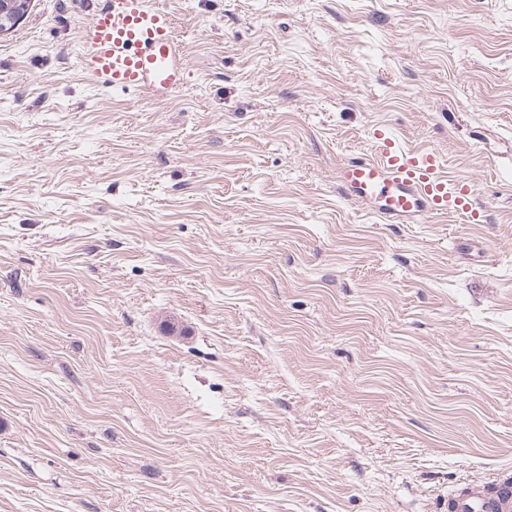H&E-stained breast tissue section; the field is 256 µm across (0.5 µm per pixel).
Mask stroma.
<instances>
[{
	"instance_id": "obj_1",
	"label": "stroma",
	"mask_w": 512,
	"mask_h": 512,
	"mask_svg": "<svg viewBox=\"0 0 512 512\" xmlns=\"http://www.w3.org/2000/svg\"><path fill=\"white\" fill-rule=\"evenodd\" d=\"M185 80L100 86L102 0L0 36V512H441L512 471V0H158ZM384 127L482 221L343 197Z\"/></svg>"
}]
</instances>
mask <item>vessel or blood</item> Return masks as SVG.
<instances>
[{
	"instance_id": "vessel-or-blood-1",
	"label": "vessel or blood",
	"mask_w": 512,
	"mask_h": 512,
	"mask_svg": "<svg viewBox=\"0 0 512 512\" xmlns=\"http://www.w3.org/2000/svg\"><path fill=\"white\" fill-rule=\"evenodd\" d=\"M79 44L85 70L101 85L157 95L184 82L174 17L155 0H105L81 28ZM339 187L389 221L482 218L464 185L441 174L434 153L402 148L386 135L377 138L372 154L348 161ZM443 504L446 512H512V477L462 483Z\"/></svg>"
}]
</instances>
